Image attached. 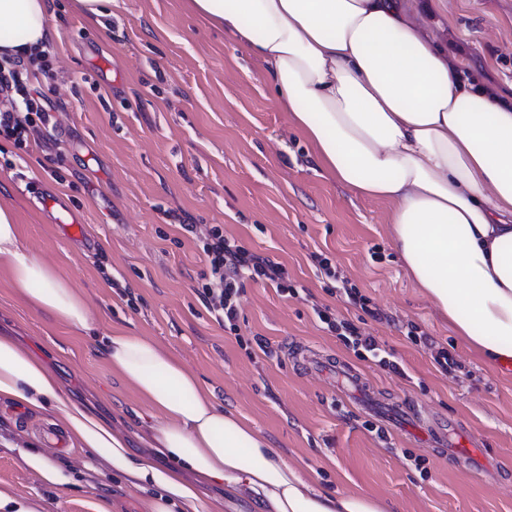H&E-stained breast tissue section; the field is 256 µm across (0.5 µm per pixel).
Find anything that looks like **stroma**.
Here are the masks:
<instances>
[{
	"instance_id": "stroma-1",
	"label": "stroma",
	"mask_w": 512,
	"mask_h": 512,
	"mask_svg": "<svg viewBox=\"0 0 512 512\" xmlns=\"http://www.w3.org/2000/svg\"><path fill=\"white\" fill-rule=\"evenodd\" d=\"M427 33L467 71L512 87V0H407ZM48 126L27 149L0 136V186L25 244L57 265L98 317L94 335L52 323L15 294L0 269V331L20 337L73 399L93 404L132 436L147 408L103 359L101 339L127 330L156 341L214 388L330 491L364 492L390 512H512V366L488 367L417 288L390 234L388 204L354 195L313 161L311 144L274 102L260 65L186 7V0H114L89 22L55 0ZM85 224L70 237L58 217ZM194 224L184 233L180 220ZM282 263L293 294L246 282L236 330L220 326L197 292L202 242L213 226ZM335 278L321 276L316 255ZM355 285L367 307L336 280ZM328 308L372 334L403 368L361 358L325 330ZM428 336L413 341L410 327ZM263 338L267 350L255 340ZM448 351L458 366L436 362ZM332 358L363 373L375 398L417 409L418 429L346 398L335 379L302 366ZM476 433L496 471L461 468L432 442L433 419ZM48 415L0 401V482L40 497L43 512H145L142 495L105 467L79 473L59 499L16 451L44 447Z\"/></svg>"
}]
</instances>
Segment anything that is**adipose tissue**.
Instances as JSON below:
<instances>
[{"label": "adipose tissue", "mask_w": 512, "mask_h": 512, "mask_svg": "<svg viewBox=\"0 0 512 512\" xmlns=\"http://www.w3.org/2000/svg\"><path fill=\"white\" fill-rule=\"evenodd\" d=\"M264 67L279 107L313 158L353 194L389 203L408 273L457 336L496 367L512 361V95L466 75L399 0H187ZM53 0H0V57L52 40ZM0 268L18 295L57 322L93 332L86 299L23 243L0 205ZM113 370L151 406L136 453L127 431L64 390L57 373L0 334V400L60 421L75 445L101 453L112 476L146 496V512H224L245 497L257 512H385L360 492H329L272 447L155 341L105 337ZM57 492L69 464L17 451ZM220 494H210L212 486Z\"/></svg>", "instance_id": "ef3b65f1"}]
</instances>
